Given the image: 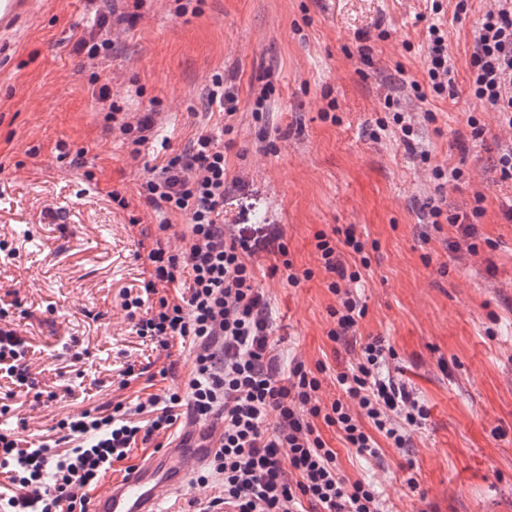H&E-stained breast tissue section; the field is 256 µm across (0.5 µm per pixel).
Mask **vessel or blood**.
<instances>
[{
  "instance_id": "vessel-or-blood-1",
  "label": "vessel or blood",
  "mask_w": 512,
  "mask_h": 512,
  "mask_svg": "<svg viewBox=\"0 0 512 512\" xmlns=\"http://www.w3.org/2000/svg\"><path fill=\"white\" fill-rule=\"evenodd\" d=\"M37 5L38 0H0V39L15 36ZM220 434V426L187 423L166 448L133 464L126 478L106 483L92 512H163L164 496L188 487L192 472L206 463L210 445Z\"/></svg>"
}]
</instances>
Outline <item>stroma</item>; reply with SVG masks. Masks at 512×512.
I'll list each match as a JSON object with an SVG mask.
<instances>
[{"label":"stroma","instance_id":"stroma-1","mask_svg":"<svg viewBox=\"0 0 512 512\" xmlns=\"http://www.w3.org/2000/svg\"><path fill=\"white\" fill-rule=\"evenodd\" d=\"M441 3L437 14L432 0H203L198 15L179 17L173 0L139 11L130 0H39L0 55V307L8 310L0 323L29 345L35 382L28 394L0 381V405L10 408L0 429L49 443L61 419L181 388L192 369L191 346L156 350L123 307L152 270L146 255L158 225H169L178 252L186 219L140 196L154 154L133 156L128 141L107 132L108 105L98 97L106 83L125 111L151 115L155 142L171 153L200 129L233 125L224 165L236 186L224 221L279 225L295 267L312 270L293 288L270 276L273 255L252 258L281 365H325L326 402L340 397L336 374L350 357L327 336L336 297L315 236L349 224L362 234L370 264L352 286L366 305L359 332L393 349L390 376L429 417L407 448L378 438L373 457L322 428L344 475L372 483L387 512H512V181L494 169L512 135L470 91L475 29L492 0H470L459 20L455 0ZM111 10L128 19L112 27L108 55L89 62L75 42L95 30L96 13ZM438 22L455 84L419 99L406 81L424 80L427 28ZM361 31L370 35L366 58ZM217 74L238 99L229 119L204 105ZM269 74L274 89L258 119L254 91ZM388 94L416 124L415 149L391 131L369 137ZM472 112L486 140L463 153L452 143ZM437 165L465 172L445 189L451 209L484 210L475 249H450L454 228L421 218ZM116 192L126 207L113 202ZM409 471L417 489L403 481Z\"/></svg>","mask_w":512,"mask_h":512}]
</instances>
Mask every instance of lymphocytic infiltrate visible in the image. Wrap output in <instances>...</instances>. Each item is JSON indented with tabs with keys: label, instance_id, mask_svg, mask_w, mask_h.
<instances>
[{
	"label": "lymphocytic infiltrate",
	"instance_id": "f902f5d3",
	"mask_svg": "<svg viewBox=\"0 0 512 512\" xmlns=\"http://www.w3.org/2000/svg\"><path fill=\"white\" fill-rule=\"evenodd\" d=\"M425 83L411 82L417 98L441 96L454 83L448 60V33L430 25L425 47ZM471 93L483 108L498 113L512 131V0H494L481 17L471 61ZM435 194L423 217L446 222L460 239L476 234L481 206L466 212L448 209L444 190L463 180L461 168L434 167ZM228 179L224 145L200 130L186 150L152 166L140 186L146 203L159 211L185 216L186 245L172 252L167 238L156 237L147 259L152 266L141 296L124 302L138 336L168 349L172 341L195 348L193 369L184 391L152 394L135 407L103 405L58 424L54 444L31 448L21 438L0 432V512H75L86 506L91 488L114 463L127 458L140 432L167 434L180 407L199 423H221L222 434L197 480H218L219 494L199 512H383L379 492L340 470L337 453L323 438L321 426L335 428L358 455L377 453L375 434L395 448L409 443L427 420L424 403L382 370L393 356L381 339L361 342L359 323L366 307L351 289L360 273L348 270L346 254L363 255L365 244L355 225L341 238L316 235L329 291L337 298L330 315L331 341L351 360L336 375L342 392L321 400V380L303 363L282 369L275 353L269 304L256 282L251 257L265 251L279 258L289 286L311 278L296 270L282 234L250 238L224 225ZM189 281L187 296L171 302L157 297L160 285ZM27 350L11 329L0 328V378L17 387L28 384Z\"/></svg>",
	"mask_w": 512,
	"mask_h": 512
}]
</instances>
